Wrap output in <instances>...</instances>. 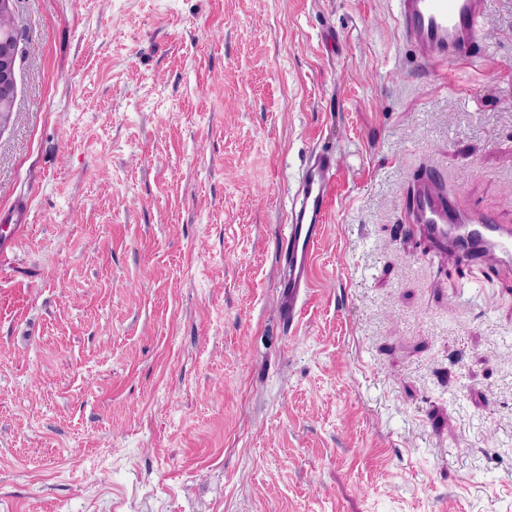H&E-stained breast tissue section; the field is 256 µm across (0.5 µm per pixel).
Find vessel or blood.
Instances as JSON below:
<instances>
[{"mask_svg": "<svg viewBox=\"0 0 512 512\" xmlns=\"http://www.w3.org/2000/svg\"><path fill=\"white\" fill-rule=\"evenodd\" d=\"M395 6L402 35L428 67L438 71L472 59L486 0H395ZM335 168L332 152H314L292 193L281 281V306L292 322L311 286ZM406 220L419 225L439 258L481 262L493 274L512 271V225L497 223L490 212L467 210L433 172L414 180Z\"/></svg>", "mask_w": 512, "mask_h": 512, "instance_id": "obj_1", "label": "vessel or blood"}]
</instances>
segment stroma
Listing matches in <instances>:
<instances>
[{"mask_svg":"<svg viewBox=\"0 0 512 512\" xmlns=\"http://www.w3.org/2000/svg\"><path fill=\"white\" fill-rule=\"evenodd\" d=\"M394 14L16 0L0 512H512V276L404 220L431 171L512 224V0L445 71ZM322 148L291 329L278 257ZM336 160L329 150L310 155L293 193L282 252L281 306L291 328L301 313L300 298L311 287L315 248L325 233Z\"/></svg>","mask_w":512,"mask_h":512,"instance_id":"35a3bbf8","label":"stroma"}]
</instances>
